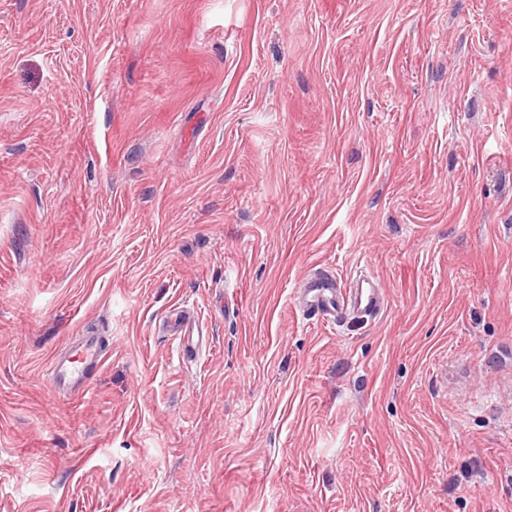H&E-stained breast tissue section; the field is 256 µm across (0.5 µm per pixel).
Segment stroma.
<instances>
[{
  "mask_svg": "<svg viewBox=\"0 0 512 512\" xmlns=\"http://www.w3.org/2000/svg\"><path fill=\"white\" fill-rule=\"evenodd\" d=\"M0 512H512V0H0ZM297 316L316 319L326 327L336 328L347 314L377 316L387 307V297L376 279L359 271L343 281L326 270H314L303 278L292 299ZM102 361V349L96 336H84L72 344L66 355L55 356L48 369V378L58 392L83 393L88 384L85 373Z\"/></svg>",
  "mask_w": 512,
  "mask_h": 512,
  "instance_id": "35a3bbf8",
  "label": "stroma"
}]
</instances>
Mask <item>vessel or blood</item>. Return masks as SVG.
Listing matches in <instances>:
<instances>
[{
	"label": "vessel or blood",
	"instance_id": "1",
	"mask_svg": "<svg viewBox=\"0 0 512 512\" xmlns=\"http://www.w3.org/2000/svg\"><path fill=\"white\" fill-rule=\"evenodd\" d=\"M292 303L300 318L315 319L333 328L351 313L363 317L378 315L386 308L387 297L367 272H357L343 281L332 272L318 269L304 277ZM101 361L102 349L97 337L86 336L71 345L65 356L53 357L48 378L57 391L80 394L87 388L86 371Z\"/></svg>",
	"mask_w": 512,
	"mask_h": 512
}]
</instances>
